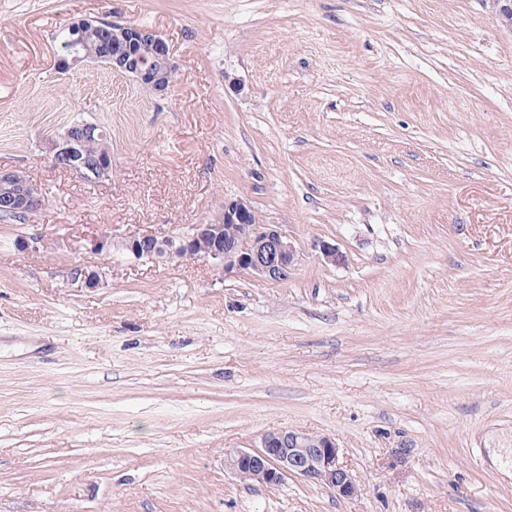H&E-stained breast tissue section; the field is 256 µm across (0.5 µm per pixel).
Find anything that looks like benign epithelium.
<instances>
[{
  "label": "benign epithelium",
  "instance_id": "obj_1",
  "mask_svg": "<svg viewBox=\"0 0 512 512\" xmlns=\"http://www.w3.org/2000/svg\"><path fill=\"white\" fill-rule=\"evenodd\" d=\"M122 48L112 52L110 67L131 77L156 94L170 88L176 66L168 43L154 31L143 26L125 24L111 34ZM101 47L83 42L70 44L57 60L59 70L94 63ZM92 125L71 128L49 143L52 165L66 169L82 179L96 182L112 176V164L105 158L90 162L89 148L95 138ZM45 206L40 188L16 171H0V211L29 214ZM230 226L233 242L224 248L216 244L223 225ZM20 252H39L47 241L38 234L21 235L15 241ZM118 249L134 262H154L159 259L181 260L182 254L194 252L197 258L224 274L245 271L251 276L278 281L288 278L294 265L297 247L292 237L275 224H262L252 219V207L242 199L224 202V212L207 224H191L187 230L158 237L144 231L132 233L120 241L101 235L90 240V250L109 254ZM64 281L80 288L93 289L104 283L105 273L99 267L82 263L71 265L63 274ZM225 466L243 481H255L272 488L293 476L325 486L342 498H351L357 491L356 480L341 462L340 448L329 436L313 435L288 428L267 433L261 447L232 448L225 452Z\"/></svg>",
  "mask_w": 512,
  "mask_h": 512
}]
</instances>
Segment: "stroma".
I'll use <instances>...</instances> for the list:
<instances>
[{
  "label": "stroma",
  "mask_w": 512,
  "mask_h": 512,
  "mask_svg": "<svg viewBox=\"0 0 512 512\" xmlns=\"http://www.w3.org/2000/svg\"><path fill=\"white\" fill-rule=\"evenodd\" d=\"M501 6L0 0V170L48 200L0 219V512H512ZM84 18L161 35L169 93L60 72ZM76 119L110 133L111 179L52 167ZM236 198L296 240L286 280L90 250ZM33 231L49 249L18 251ZM75 263L104 285H67ZM280 428L335 438L357 494L225 467Z\"/></svg>",
  "instance_id": "35a3bbf8"
}]
</instances>
